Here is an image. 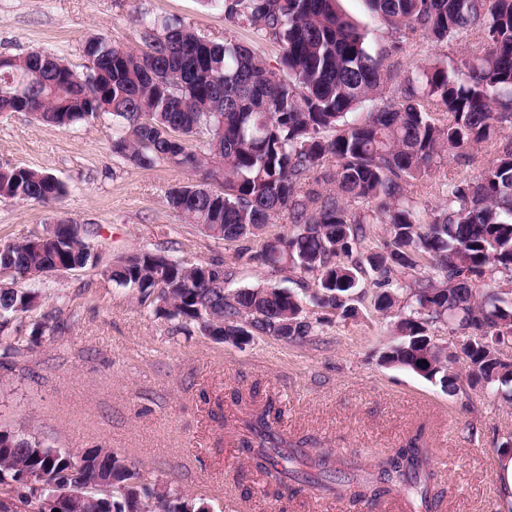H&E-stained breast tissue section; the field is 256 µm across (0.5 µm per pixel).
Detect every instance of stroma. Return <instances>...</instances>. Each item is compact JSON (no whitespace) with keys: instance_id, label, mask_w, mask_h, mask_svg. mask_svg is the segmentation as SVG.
Returning <instances> with one entry per match:
<instances>
[{"instance_id":"35a3bbf8","label":"stroma","mask_w":512,"mask_h":512,"mask_svg":"<svg viewBox=\"0 0 512 512\" xmlns=\"http://www.w3.org/2000/svg\"><path fill=\"white\" fill-rule=\"evenodd\" d=\"M145 14L177 17L216 41L255 45L269 64L279 60L276 44L255 40L249 24L229 23L204 0H0V53L37 50L65 56L78 68L93 38L137 47L138 19ZM485 51L483 39L471 35L427 44L400 64L453 63ZM494 152L485 145L467 158L444 157L410 187L419 221H431L449 186L486 168ZM7 163L53 174L68 193L48 205L0 198V246L69 217L99 227L94 244L107 264L138 249L161 250L195 263L223 260L232 289L297 287L261 263L239 262L237 243L183 223L166 194L198 183L199 173L165 161L140 168L114 153L110 115L60 128L25 112L0 113V164ZM376 280L373 273L363 277L355 314L347 318L302 297V315L312 326L306 340L257 334L218 343L196 327L156 317L135 289L100 269L48 275L34 283L41 307L0 338V426L66 450L111 449L148 484L203 499L211 512H408L402 495L358 509L347 498L312 489L276 498L265 475L237 452L240 422L259 408L249 397L255 388L285 406L280 431L288 442L317 439L368 470L416 435L431 451L444 493L439 512H507L498 447L512 437V403L478 389L451 395L381 363L412 300L400 294L390 312H379ZM40 320L48 329L37 343L23 355H7L8 341L30 342ZM235 390L242 395L237 402Z\"/></svg>"}]
</instances>
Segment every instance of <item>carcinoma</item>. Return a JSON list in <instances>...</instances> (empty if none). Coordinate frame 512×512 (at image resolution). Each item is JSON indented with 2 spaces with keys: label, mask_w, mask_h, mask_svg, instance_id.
I'll return each instance as SVG.
<instances>
[{
  "label": "carcinoma",
  "mask_w": 512,
  "mask_h": 512,
  "mask_svg": "<svg viewBox=\"0 0 512 512\" xmlns=\"http://www.w3.org/2000/svg\"><path fill=\"white\" fill-rule=\"evenodd\" d=\"M231 22L246 21L261 40L281 48L271 68L252 46L199 35L179 19L144 15L140 48L105 38L84 47V71L62 56L31 51L0 58V112H27L43 124L67 127L112 116V149L145 168L167 161L204 169L202 182L171 188L168 207L208 236L227 242L256 238L286 213L292 234L266 238L251 256L273 273L318 271L312 294L322 307L349 313L346 303L371 270L386 289L375 306L388 310L399 289L391 271L406 273L427 259L440 276L414 277L406 288L416 305L396 324V341L382 355L448 393L467 387L512 401V361L498 355L512 337V299L480 291L475 282L492 264L512 279V0H367L391 42L371 49L366 33L340 12L337 0H204ZM488 44L484 56L448 68L429 61L398 72L394 57L421 42H452L466 34ZM384 97L382 107L366 110ZM447 113L446 121L432 110ZM499 142L495 159L476 178L448 190L440 215L419 224L408 197L445 154ZM336 163V171L326 166ZM66 184L41 170L0 165V197L56 201ZM365 208L349 209V202ZM63 241L48 251L22 239L0 248L19 273L31 267L90 265L98 230L56 220ZM390 226L386 251L357 249L367 225ZM345 256L347 262L338 257ZM145 295L155 314L194 325L222 342L226 336L311 333L299 295L267 285L225 294L219 262L188 264L156 250H138L104 270ZM41 306L38 291L0 289V335ZM452 316L454 330L473 337L462 358L433 342L428 324ZM281 409L271 402L245 422L239 445L259 472L279 487L299 480L350 503H374L411 490L413 508L434 512L436 472L419 437L364 474L324 448L298 442L282 448ZM96 477L98 489L86 488ZM60 512H206L204 502L142 483L127 460L104 448L61 450L34 435L0 427V493L16 495V512H43L50 493Z\"/></svg>",
  "instance_id": "cac0c4a2"
}]
</instances>
